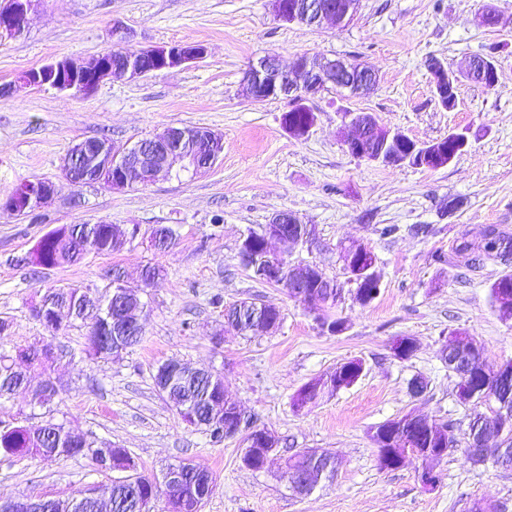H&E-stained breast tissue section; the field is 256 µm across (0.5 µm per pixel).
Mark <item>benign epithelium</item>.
<instances>
[{
    "instance_id": "obj_1",
    "label": "benign epithelium",
    "mask_w": 512,
    "mask_h": 512,
    "mask_svg": "<svg viewBox=\"0 0 512 512\" xmlns=\"http://www.w3.org/2000/svg\"><path fill=\"white\" fill-rule=\"evenodd\" d=\"M40 0H0V37H12L21 34ZM358 0H343V3L331 5L327 0H304L298 5L293 0H272V7L277 19L286 23L304 24L309 17L322 23L332 20L341 27L355 15ZM207 55V47L198 42L177 43L167 46L132 49L100 53L82 63L62 59L50 61L40 68L23 73V84L41 89L49 87L60 92L70 91L75 94H89L106 80L125 81L159 73L174 67L196 63ZM483 60L487 66L477 67L472 58L463 67L454 71L440 63L429 69L430 86L434 101L441 108L451 110L457 98L450 94L459 86L461 79L479 76L486 87L498 85L495 58L486 55ZM343 62L336 59L319 57L315 60L297 57L291 70L279 67L276 58L265 55L249 69L244 83L243 93L253 99L288 97L293 107L306 113V123L301 126L285 123L284 128L295 138L309 135L316 123L315 112L307 105L310 98L318 95L331 85L353 91L359 85L355 77L374 80L376 75L361 63H355L342 75ZM350 123L356 133L347 139L348 152L369 162L384 166L408 165L438 169L448 165V150L441 147L442 140L418 142L399 130L384 127L369 114L351 113ZM223 151V138L207 127H169L162 133L137 143L131 148L118 146L107 139H86L75 143L63 158V171L70 178L81 171V183H100L110 189H123L145 186L161 173H170L175 164L181 169H190L197 173L211 167ZM60 192L58 183L42 180L35 184H18L7 195L0 207L12 214H26L40 208L45 202ZM299 220L291 213L282 211L275 214L269 224L265 225L258 238L266 254V262L259 268L261 279L278 284L288 280V266L284 258L292 254L301 244L311 241L315 230L309 226L298 234L285 231V225L297 224ZM275 241L280 245V252L273 253L269 243ZM110 300L116 301L117 309L104 310L98 297L88 293L80 294L82 313L62 305L49 307L40 301L36 312L41 321L54 329L61 325V314L67 312L70 317H92L96 328L106 336L112 337L110 353L117 356L127 350L126 338L139 336L143 332L140 313L143 304L136 290L122 285L113 289ZM178 361L164 363L157 372L160 377L158 390L170 400H175L173 378L182 369ZM278 442L273 432L262 434L248 441L247 459L260 453L265 460L277 454ZM121 476L115 483L128 485L138 480V467L133 458L116 463L112 467ZM201 475L200 485L184 491L183 472L178 464H173L166 471L163 481L164 493H181L183 512H202V508L212 488L211 475L198 470ZM87 497L98 502L101 512H111V487L92 488ZM45 498L29 496L0 502V512H43Z\"/></svg>"
}]
</instances>
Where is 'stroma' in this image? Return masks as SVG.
<instances>
[{
  "label": "stroma",
  "mask_w": 512,
  "mask_h": 512,
  "mask_svg": "<svg viewBox=\"0 0 512 512\" xmlns=\"http://www.w3.org/2000/svg\"><path fill=\"white\" fill-rule=\"evenodd\" d=\"M488 3L499 17L493 27L477 22ZM182 42L203 43L206 57L107 81L88 95L18 81L52 59L82 62L111 49ZM492 45L497 88L465 79L455 109L439 107L426 59L455 70ZM266 54L285 67L303 54L360 60L378 81L361 95L331 90L310 98L316 124L297 139L281 123L288 99L257 101L241 91L246 72ZM1 84L12 92L0 98V198L25 179H49L62 189L28 216L0 211V319L9 323L0 351L36 339L52 344L59 358L46 376L60 389L46 408L32 407L23 388L0 399V421L66 423L99 445L127 449L147 474L192 461L215 479L203 512H470L486 498L498 512H512V469L471 462L463 440L474 409L458 402L457 377L441 358L459 330L481 345L485 367L512 361V319H502L489 296L504 264L490 259L471 269L456 253L464 241L480 250L489 226L512 233V0H361L343 27L281 22L270 0H40L21 36L0 38ZM349 112L372 114L420 142L463 132L469 146L439 169L372 164L346 150ZM170 126L220 134L224 150L216 164L132 189L65 183L61 163L73 143L105 137L131 146ZM280 211L314 227L313 240L289 261L317 264L336 280L342 298L335 307L308 309L241 265V236ZM100 221L139 234L119 251L79 264H31L33 246L52 229ZM389 224L397 232L382 235ZM161 225L175 238L162 251L149 245ZM417 225L422 233H414ZM344 245L375 255L381 287L370 304L354 298L339 259ZM439 253L444 261H436ZM148 265L160 274L146 285ZM116 269L145 305L142 340L119 357L88 355L81 323L54 333L33 316L47 289L101 295ZM255 298L280 308L279 328L255 336L225 331V307ZM323 317L343 322V331H322ZM400 336L416 344L404 360L391 350ZM352 358L364 365L354 385L294 409L305 384ZM175 359L220 374L225 397L278 436V460L248 469L240 438L218 442L183 422L154 381L158 366ZM28 375L33 385L46 377L36 368ZM416 377L427 382L419 396L410 389ZM410 413L455 425L457 445L434 462L438 481L431 489L419 479L418 457L394 470L377 464L373 430ZM306 448L328 450L338 469L299 496L282 477L280 460ZM113 478L86 457L0 454V499L78 498Z\"/></svg>",
  "instance_id": "35a3bbf8"
}]
</instances>
